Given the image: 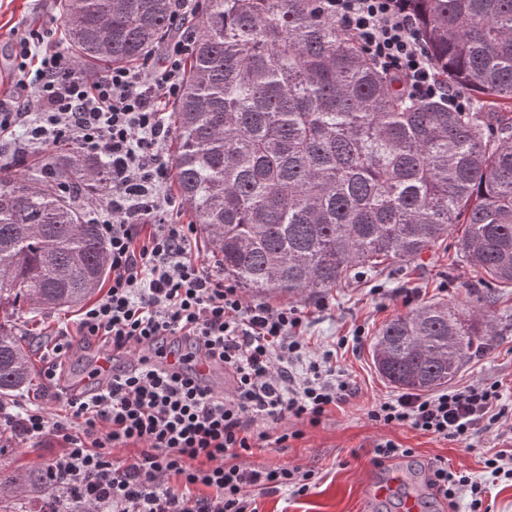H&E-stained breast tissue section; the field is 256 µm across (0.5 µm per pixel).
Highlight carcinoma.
I'll return each mask as SVG.
<instances>
[{"mask_svg": "<svg viewBox=\"0 0 512 512\" xmlns=\"http://www.w3.org/2000/svg\"><path fill=\"white\" fill-rule=\"evenodd\" d=\"M452 111L403 95L323 0H195L194 48L171 104L172 187L224 275L255 295L319 296L358 271L399 270L456 235L482 274L479 312L424 302L370 352L388 384H449L484 351L512 288V0H408ZM63 43L95 74L144 60L171 0H58ZM112 165L69 142L0 167V309L75 307L111 274L98 205ZM22 338L0 322V404L32 387ZM49 492L42 472L0 474Z\"/></svg>", "mask_w": 512, "mask_h": 512, "instance_id": "1", "label": "carcinoma"}]
</instances>
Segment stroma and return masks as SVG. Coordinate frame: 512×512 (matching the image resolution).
I'll return each instance as SVG.
<instances>
[{
    "instance_id": "35a3bbf8",
    "label": "stroma",
    "mask_w": 512,
    "mask_h": 512,
    "mask_svg": "<svg viewBox=\"0 0 512 512\" xmlns=\"http://www.w3.org/2000/svg\"><path fill=\"white\" fill-rule=\"evenodd\" d=\"M47 29L62 30L56 0H0V100H8L14 91L10 60L14 40ZM455 251L449 238L407 269L353 278L317 300L292 299V306L304 312L303 334L310 346L335 345L337 363L355 382L358 395L352 403L333 409L320 425L306 428L304 436L288 447L255 453V462L271 467L296 464L318 474L304 496H260L259 512H400L401 499L411 492L422 495L425 512H466L467 499L452 504L430 488L428 469L440 462L482 483L479 512H512V480L492 479L484 464L496 452L512 447V419L503 418L481 434L476 447L466 448L406 428L382 427L366 415L372 403L396 393L377 374L369 352L372 337L385 321L428 301L478 308L480 275L454 262ZM77 316L74 309L35 316L22 310L11 317L0 311V320L13 318L18 334L35 350L59 323L74 322ZM358 331L363 338L357 343L353 336ZM477 381L499 382L512 397V317L499 320L488 349L471 358L453 385L459 388ZM385 440L410 449V456L376 465L375 446ZM64 446L63 438L53 432L33 440H2L0 471L23 474L43 468Z\"/></svg>"
}]
</instances>
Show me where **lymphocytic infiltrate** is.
I'll return each mask as SVG.
<instances>
[{
    "label": "lymphocytic infiltrate",
    "mask_w": 512,
    "mask_h": 512,
    "mask_svg": "<svg viewBox=\"0 0 512 512\" xmlns=\"http://www.w3.org/2000/svg\"><path fill=\"white\" fill-rule=\"evenodd\" d=\"M326 13L409 97L466 109L448 88L406 0H325ZM187 0H172L174 35L156 61L90 75L44 34L12 46L15 92L0 103V139L37 154L62 140L112 164V204L99 222L112 268L106 293L62 326L47 349L53 384L75 339L98 338L112 378L65 396L63 414L20 408L0 414L19 439L62 433L66 446L44 472L56 493L41 512H259L256 493L306 495L314 470L253 463L255 451L287 447L357 388L333 352L307 355L302 313L245 301L217 266L201 261L198 229L171 224L166 146L173 127L163 100L182 89L193 51ZM176 357L161 368L152 355ZM223 365L230 386L198 377L197 360ZM497 382L373 403L370 421L403 426L470 448L506 413ZM278 431H270V424Z\"/></svg>",
    "instance_id": "obj_1"
}]
</instances>
